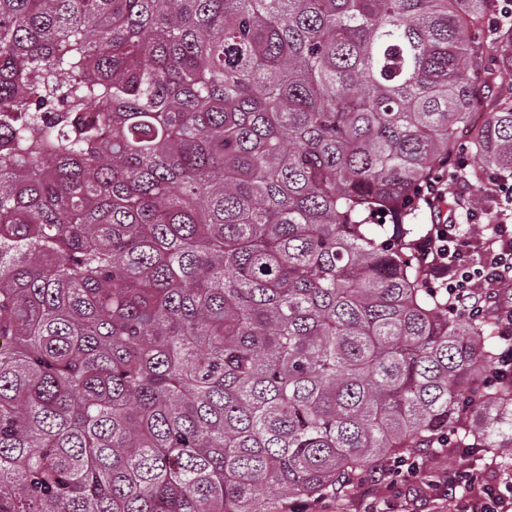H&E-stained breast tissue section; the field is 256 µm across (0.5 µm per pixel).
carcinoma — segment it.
Masks as SVG:
<instances>
[{"label": "carcinoma", "mask_w": 512, "mask_h": 512, "mask_svg": "<svg viewBox=\"0 0 512 512\" xmlns=\"http://www.w3.org/2000/svg\"><path fill=\"white\" fill-rule=\"evenodd\" d=\"M490 0H0V512H292L414 448L512 457L498 304L406 239L512 172Z\"/></svg>", "instance_id": "obj_1"}]
</instances>
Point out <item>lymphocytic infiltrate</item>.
<instances>
[{
    "label": "lymphocytic infiltrate",
    "mask_w": 512,
    "mask_h": 512,
    "mask_svg": "<svg viewBox=\"0 0 512 512\" xmlns=\"http://www.w3.org/2000/svg\"><path fill=\"white\" fill-rule=\"evenodd\" d=\"M467 160L460 159L447 176L430 181L421 192L432 214L448 221L432 225L415 243L430 280L448 297L454 314L471 317L482 310L487 289L512 287V177L492 174L481 197L467 191ZM484 221L473 231L475 221ZM433 485L455 512H466L464 500L479 495L483 512H512V469H453L438 473Z\"/></svg>",
    "instance_id": "obj_1"
}]
</instances>
